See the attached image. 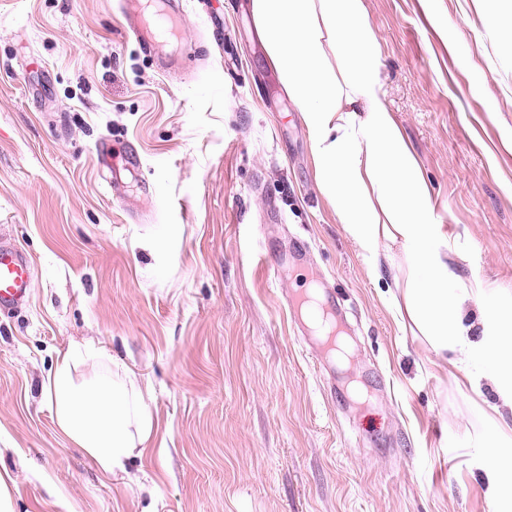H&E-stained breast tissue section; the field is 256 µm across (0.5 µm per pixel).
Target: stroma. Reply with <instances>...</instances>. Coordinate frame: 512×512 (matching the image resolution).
Returning a JSON list of instances; mask_svg holds the SVG:
<instances>
[{
	"label": "stroma",
	"mask_w": 512,
	"mask_h": 512,
	"mask_svg": "<svg viewBox=\"0 0 512 512\" xmlns=\"http://www.w3.org/2000/svg\"><path fill=\"white\" fill-rule=\"evenodd\" d=\"M364 6L455 271L512 301V0ZM174 31L204 43L200 77L163 74L123 0H0V237L34 272L0 314L14 512H488L475 412L494 388L394 316L389 263L323 196L253 0H197ZM297 243L355 332L345 367L291 319L305 269L273 265ZM88 343L150 390L156 432L116 476L43 397Z\"/></svg>",
	"instance_id": "stroma-1"
}]
</instances>
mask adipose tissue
Masks as SVG:
<instances>
[{"label": "adipose tissue", "instance_id": "ef3b65f1", "mask_svg": "<svg viewBox=\"0 0 512 512\" xmlns=\"http://www.w3.org/2000/svg\"><path fill=\"white\" fill-rule=\"evenodd\" d=\"M270 59L307 129L320 189L360 252L397 247L404 262L394 277L404 309L430 350L456 352L472 385L492 382L496 402L481 412L487 451L480 459L490 512H512V303L497 299L479 273L459 280L448 263L454 248L430 204L423 177L381 92L373 35L363 0H254ZM482 304L477 325L463 305ZM106 372L76 382L78 360ZM90 347L60 355L44 396L60 431L105 474L145 447L153 429L146 391L124 367Z\"/></svg>", "mask_w": 512, "mask_h": 512}]
</instances>
